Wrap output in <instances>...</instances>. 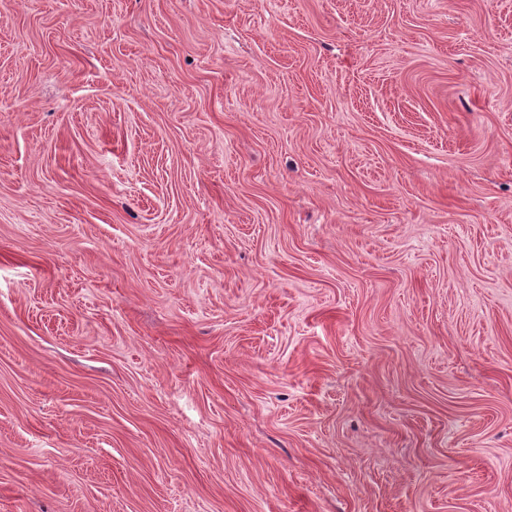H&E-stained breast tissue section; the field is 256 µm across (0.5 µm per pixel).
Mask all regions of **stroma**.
Listing matches in <instances>:
<instances>
[{
  "mask_svg": "<svg viewBox=\"0 0 512 512\" xmlns=\"http://www.w3.org/2000/svg\"><path fill=\"white\" fill-rule=\"evenodd\" d=\"M0 512H512V0H0Z\"/></svg>",
  "mask_w": 512,
  "mask_h": 512,
  "instance_id": "stroma-1",
  "label": "stroma"
}]
</instances>
